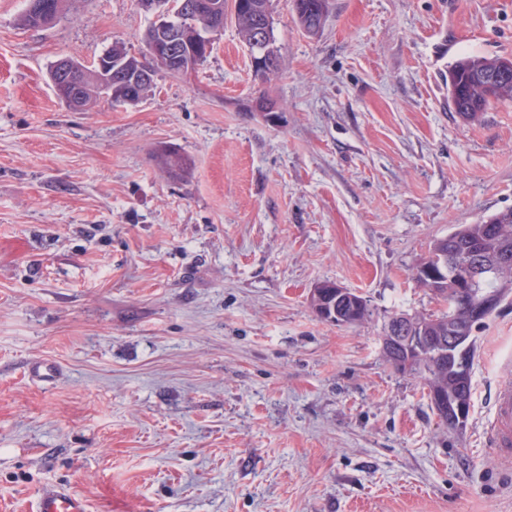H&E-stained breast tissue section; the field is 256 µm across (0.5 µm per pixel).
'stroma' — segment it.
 Masks as SVG:
<instances>
[{
	"label": "stroma",
	"mask_w": 512,
	"mask_h": 512,
	"mask_svg": "<svg viewBox=\"0 0 512 512\" xmlns=\"http://www.w3.org/2000/svg\"><path fill=\"white\" fill-rule=\"evenodd\" d=\"M330 4L311 35L274 0L264 85L230 19L195 70L74 111L53 65L148 59L151 15L65 0L28 28L0 0V512L49 484L89 512H512L485 443L512 297L474 332L461 431L383 353L395 313L439 310L429 243L512 208V100L448 102L455 59L512 55V0ZM326 281L368 322L318 319Z\"/></svg>",
	"instance_id": "obj_1"
}]
</instances>
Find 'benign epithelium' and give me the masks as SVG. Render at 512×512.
Instances as JSON below:
<instances>
[{
	"label": "benign epithelium",
	"mask_w": 512,
	"mask_h": 512,
	"mask_svg": "<svg viewBox=\"0 0 512 512\" xmlns=\"http://www.w3.org/2000/svg\"><path fill=\"white\" fill-rule=\"evenodd\" d=\"M198 45L197 40H183L175 45L155 42L151 53L156 58H171L183 53V47ZM101 75L102 90L109 96L124 97L122 90L123 73L120 67L112 66V57L103 55L96 61ZM55 84L67 102H80L78 72L67 62L59 64ZM512 263V253L503 248L495 255L474 252L470 255L467 268L463 272L455 270L456 254L442 253L433 264H421L416 267L415 275L420 283L434 292L448 297L450 302L467 306L475 320L488 318L500 304L502 294L498 291L478 290V283L486 277H500L501 269ZM313 309L315 314L331 323H356L363 304L362 297L338 284L319 283L313 288ZM435 345L432 362L439 373L449 371L455 379L456 386L462 387L470 365L469 350L472 338L454 323H448V337L431 339L428 329L419 323L410 324L404 320L389 322L384 341L385 353L394 357L393 363L400 369L415 365L421 353L430 345ZM431 403L442 420L459 427L466 424L468 408L460 394H448L441 388L430 391Z\"/></svg>",
	"instance_id": "obj_1"
}]
</instances>
